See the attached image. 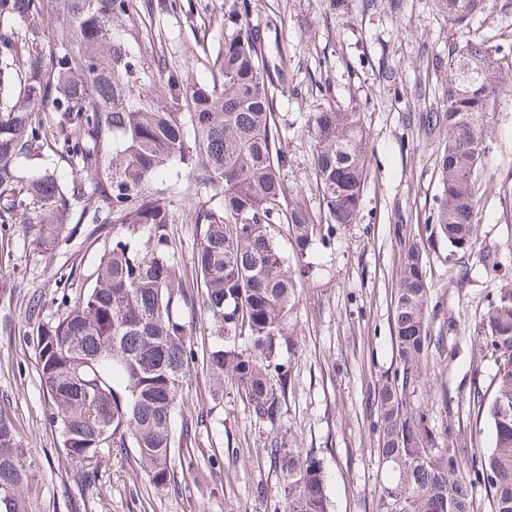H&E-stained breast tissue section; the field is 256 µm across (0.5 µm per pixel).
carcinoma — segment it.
Masks as SVG:
<instances>
[{
    "instance_id": "carcinoma-1",
    "label": "carcinoma",
    "mask_w": 512,
    "mask_h": 512,
    "mask_svg": "<svg viewBox=\"0 0 512 512\" xmlns=\"http://www.w3.org/2000/svg\"><path fill=\"white\" fill-rule=\"evenodd\" d=\"M463 40L449 55L469 64L448 69L446 104L426 116L448 129L437 167L440 203L433 215L450 246L468 250L478 210L484 117L495 94L512 85V67L492 46L465 37L487 0H434ZM224 36L206 52L207 81L189 82V64L145 62L129 33L140 14L133 0H0V223L20 221L32 244L56 247L70 224H110L94 279L32 337L60 451L96 479L103 449H134L150 481L163 487L181 438L172 417L195 359L193 326L183 310L200 307L198 330L213 382L245 398L256 420L275 426L288 387L283 351L297 280L271 235L286 224L299 254L325 224L356 220L366 174V131L355 109L312 113L311 165L319 212L287 196L288 165L274 82L261 36L249 25L250 0H225ZM174 166L190 179L183 214L197 226L196 285L174 261L170 188L158 180ZM429 287L420 250L404 249L395 289L399 371L378 388V458L384 478L375 512H474L473 487L461 475L480 463L493 512H512V290L482 314L475 340L497 355L488 405L491 448H457L427 423L406 391L431 342ZM247 337L249 347L237 340ZM267 453L285 478L284 512H332L321 460L273 437ZM34 464L10 414L0 409V509L20 512V490Z\"/></svg>"
}]
</instances>
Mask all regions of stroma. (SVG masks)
<instances>
[{
  "mask_svg": "<svg viewBox=\"0 0 512 512\" xmlns=\"http://www.w3.org/2000/svg\"><path fill=\"white\" fill-rule=\"evenodd\" d=\"M179 3L177 12L144 16L152 34L137 41L147 60L193 58L223 37L224 0ZM252 6L249 24L260 30L263 54L286 90L278 104L286 188L301 189L302 201L319 209L311 113L356 107L367 135L358 218L322 228L307 255L314 276L296 288L281 418L273 426L258 422L232 386L213 394L195 358L174 418L180 459L166 486L150 484L134 450L116 445L100 454L95 484L84 485L58 451L30 336L61 311L63 295L89 287L108 230L81 224L42 252L27 225L0 223V407L36 462L28 512H274L284 480L266 448L276 436L322 460L333 512H373L381 480L374 387L400 366L393 311L406 243L422 253L432 336L409 402L432 425L448 426L455 445L494 442L487 415L469 400L477 390L493 397L497 361L475 343V330L488 305L512 289V86L486 117L474 248L464 254L431 222L448 131L429 128L422 116L444 104L448 55L459 41L432 0H401L394 12L385 0L370 10L361 0L344 11L333 0ZM471 30L512 63V0H487Z\"/></svg>",
  "mask_w": 512,
  "mask_h": 512,
  "instance_id": "stroma-1",
  "label": "stroma"
}]
</instances>
